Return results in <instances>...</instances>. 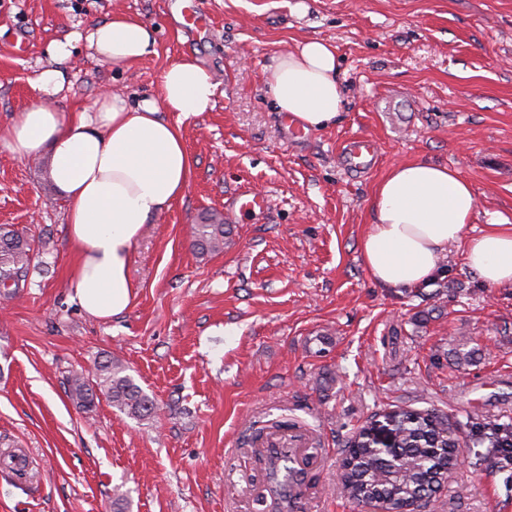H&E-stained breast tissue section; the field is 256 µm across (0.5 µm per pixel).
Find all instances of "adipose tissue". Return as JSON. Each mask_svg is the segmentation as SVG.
Segmentation results:
<instances>
[{"instance_id": "adipose-tissue-1", "label": "adipose tissue", "mask_w": 512, "mask_h": 512, "mask_svg": "<svg viewBox=\"0 0 512 512\" xmlns=\"http://www.w3.org/2000/svg\"><path fill=\"white\" fill-rule=\"evenodd\" d=\"M79 41L116 68L156 51L153 27L121 12L53 41L32 82L34 100L0 135V149L24 160L51 154V178L68 205L75 299L88 315L109 318L132 302L130 257L144 225L191 182L193 160L180 125L166 115L209 111L218 85L197 59L184 56L163 69L158 96L134 101L108 91L67 116L56 100L64 89V65ZM268 86L277 111L304 128H326L342 115L336 48L329 42L305 40L281 55ZM371 207L373 222L360 251L377 285H426L449 246L460 243L466 267L484 284L512 286V222L494 220L469 235L477 197L459 170L421 159L398 163L376 185Z\"/></svg>"}]
</instances>
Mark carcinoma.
Masks as SVG:
<instances>
[{"instance_id":"cac0c4a2","label":"carcinoma","mask_w":512,"mask_h":512,"mask_svg":"<svg viewBox=\"0 0 512 512\" xmlns=\"http://www.w3.org/2000/svg\"><path fill=\"white\" fill-rule=\"evenodd\" d=\"M226 233L224 218L206 213L193 225V246L202 255L218 252L224 246ZM32 255V245L22 233L9 224L0 225V286L4 295H12L20 288ZM100 394L135 419L144 420L155 412L152 399L117 359L99 363L91 380L82 374L71 380L70 397L82 408H92ZM388 418L398 437L394 454L388 455L369 436L358 432L344 449L341 484L349 500L359 505L373 502L386 512H393L401 501L416 498L449 479L458 466L460 451L448 442L444 419L435 411L400 409ZM479 443L489 448H512V429L497 427ZM262 456L268 493L279 512H292L299 482L292 457L284 448H265Z\"/></svg>"}]
</instances>
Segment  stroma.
Masks as SVG:
<instances>
[{
    "instance_id": "stroma-1",
    "label": "stroma",
    "mask_w": 512,
    "mask_h": 512,
    "mask_svg": "<svg viewBox=\"0 0 512 512\" xmlns=\"http://www.w3.org/2000/svg\"><path fill=\"white\" fill-rule=\"evenodd\" d=\"M0 0V129L34 99L48 45L115 12L156 29L155 54L123 69L77 46L61 108L111 89L156 96L163 68L198 59L213 109L182 119L194 172L134 244L130 307L103 320L73 302L67 202L49 157L0 151V225L34 242L25 284L0 298V512H265L254 430L288 422L302 483L294 512H367L340 493L344 445L374 415L409 406L447 418L464 462L428 512H512V460H487L480 429L512 426V288H490L452 246L426 287H378L360 259L377 183L425 159L472 183L478 234L512 220V0ZM335 45L336 126L288 139L267 75L304 40ZM374 139L377 167L346 172L339 146ZM269 209L231 223L201 255L190 227L225 215L239 186ZM473 351L470 364L456 349ZM115 357L154 400L133 419L106 397L88 410L70 377ZM125 501L115 508L112 491Z\"/></svg>"
}]
</instances>
